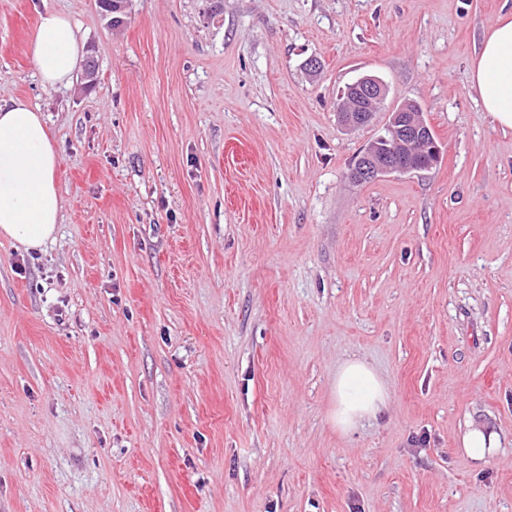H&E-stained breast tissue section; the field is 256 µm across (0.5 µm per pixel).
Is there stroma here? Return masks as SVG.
<instances>
[{
    "label": "stroma",
    "instance_id": "obj_1",
    "mask_svg": "<svg viewBox=\"0 0 512 512\" xmlns=\"http://www.w3.org/2000/svg\"><path fill=\"white\" fill-rule=\"evenodd\" d=\"M61 11L95 81L43 87ZM512 0H0V98L62 149V222L0 237V512H512V129L470 66ZM321 63L318 74L308 60ZM388 88L366 127L336 100ZM417 102L433 168L357 184ZM358 356L390 412L332 424ZM495 432L487 464L470 424ZM387 94V86L379 78L370 75L359 78L346 88L338 100L339 108L336 111L341 124L348 129L370 125L375 112L385 109ZM353 99L366 101L367 108L355 111L351 107ZM341 105L346 106L341 108ZM496 435L486 432L480 425H470L462 437V448L473 461L482 463L492 448H496Z\"/></svg>",
    "mask_w": 512,
    "mask_h": 512
}]
</instances>
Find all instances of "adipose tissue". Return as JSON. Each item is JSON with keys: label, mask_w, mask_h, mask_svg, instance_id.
Returning a JSON list of instances; mask_svg holds the SVG:
<instances>
[{"label": "adipose tissue", "mask_w": 512, "mask_h": 512, "mask_svg": "<svg viewBox=\"0 0 512 512\" xmlns=\"http://www.w3.org/2000/svg\"><path fill=\"white\" fill-rule=\"evenodd\" d=\"M29 54L42 84L71 82L82 57V41L64 13L41 14ZM471 81L481 105L499 126L512 129V16L484 36L472 62ZM61 149L43 113L21 99L0 101V236L35 250L53 238L63 202L56 183ZM391 406L388 387L375 368L354 357L336 368L331 419L351 434L379 421Z\"/></svg>", "instance_id": "1"}]
</instances>
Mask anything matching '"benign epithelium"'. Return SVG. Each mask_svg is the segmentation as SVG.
I'll return each instance as SVG.
<instances>
[{
    "mask_svg": "<svg viewBox=\"0 0 512 512\" xmlns=\"http://www.w3.org/2000/svg\"><path fill=\"white\" fill-rule=\"evenodd\" d=\"M387 94V86L379 78L370 75L359 78L338 100L341 124L348 129L370 125L375 113L385 108ZM389 116L387 133L372 140L359 153L349 174L353 182L424 171L438 162L441 150L423 112H415L404 103Z\"/></svg>",
    "mask_w": 512,
    "mask_h": 512,
    "instance_id": "1",
    "label": "benign epithelium"
}]
</instances>
